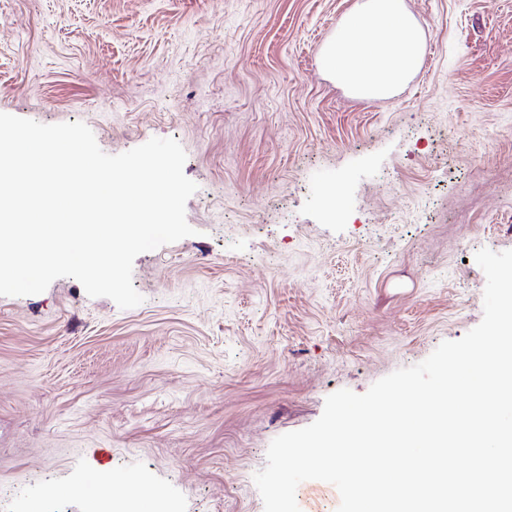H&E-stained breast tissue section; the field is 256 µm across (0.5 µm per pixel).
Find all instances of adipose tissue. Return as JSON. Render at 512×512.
Segmentation results:
<instances>
[{
	"mask_svg": "<svg viewBox=\"0 0 512 512\" xmlns=\"http://www.w3.org/2000/svg\"><path fill=\"white\" fill-rule=\"evenodd\" d=\"M424 33L403 0H357L320 51L328 76L356 97L386 100L417 71Z\"/></svg>",
	"mask_w": 512,
	"mask_h": 512,
	"instance_id": "obj_1",
	"label": "adipose tissue"
}]
</instances>
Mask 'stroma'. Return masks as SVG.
Wrapping results in <instances>:
<instances>
[{"label": "stroma", "mask_w": 512, "mask_h": 512, "mask_svg": "<svg viewBox=\"0 0 512 512\" xmlns=\"http://www.w3.org/2000/svg\"><path fill=\"white\" fill-rule=\"evenodd\" d=\"M427 48L386 101L320 51L355 0H0V112L116 155L184 148L193 236L138 255L142 303L63 277L0 296V512H264L271 441L483 317L512 250V0H404ZM120 485L123 488H119V493L123 495H116L113 500V508L116 512H125L129 505L133 504L138 512H146L151 509L153 505L152 489L150 486L142 481L136 475L127 476Z\"/></svg>", "instance_id": "stroma-1"}]
</instances>
